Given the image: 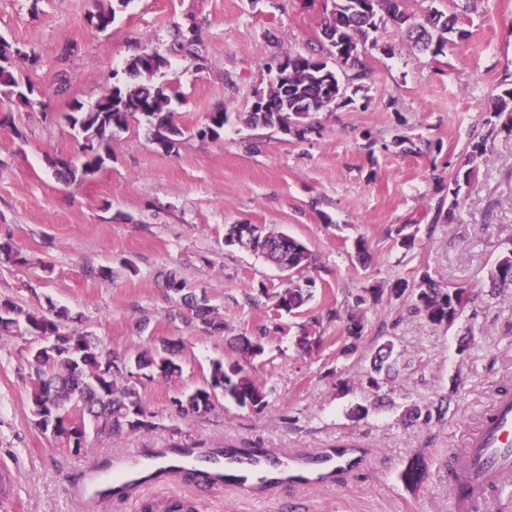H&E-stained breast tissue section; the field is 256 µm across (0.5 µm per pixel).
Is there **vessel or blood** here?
Listing matches in <instances>:
<instances>
[{
	"label": "vessel or blood",
	"instance_id": "1",
	"mask_svg": "<svg viewBox=\"0 0 512 512\" xmlns=\"http://www.w3.org/2000/svg\"><path fill=\"white\" fill-rule=\"evenodd\" d=\"M362 451L351 440L303 455L272 450L245 456L234 448H153L119 457L94 456L80 477L67 485L69 512H97L116 497H133L143 489L190 480L205 489L230 488L253 493L258 485H321L356 469ZM457 512H481L485 501L512 489V395L497 398L458 458L450 482Z\"/></svg>",
	"mask_w": 512,
	"mask_h": 512
}]
</instances>
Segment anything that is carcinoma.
I'll use <instances>...</instances> for the list:
<instances>
[{
	"label": "carcinoma",
	"instance_id": "cac0c4a2",
	"mask_svg": "<svg viewBox=\"0 0 512 512\" xmlns=\"http://www.w3.org/2000/svg\"><path fill=\"white\" fill-rule=\"evenodd\" d=\"M390 20L394 24L407 25L415 31L416 43L433 57L445 54L448 34L456 31L458 16H447L434 9L421 20H415L404 8V0H330L325 8L322 33L334 49L332 56L341 66L355 67L361 64L360 50L366 47L380 24ZM288 59V81L275 78L260 99H267L279 108V112L265 116L262 112H248L246 123L253 127L279 126L303 138L311 130L305 119L325 107L320 94L331 86L335 96H340L343 86L328 64L312 52L284 53ZM132 83H112L102 95V100L83 109L77 103L67 115L70 126L82 136L79 165L73 167L54 159L50 166L66 181H82L99 172L110 158L108 140L112 135L129 129L130 121L140 116L155 123V137L168 141V148L175 147L177 138L184 135L181 128L169 119L168 106L171 98L151 84L155 71L144 66L142 56L134 57L128 64ZM31 86L14 71L5 48H0V98L22 104L30 103L25 87ZM213 123L199 129L197 134L220 136L227 116L224 112H212ZM486 146H472L466 158L468 170L464 177L454 178L448 194L452 196L444 219L453 223L455 209L459 205L462 184H470L471 176L483 163ZM291 239L283 232L268 231L257 224H235L227 240L252 249L268 262L281 269L299 271L309 266L311 254L306 246L297 251L282 249ZM492 282L501 286L512 284V251L500 257L490 271ZM164 286L175 303L172 317L194 320L198 329L212 335L224 331V320L217 308L210 303L207 294L198 295L186 290V283L179 272L170 269L165 274ZM314 281L290 280L279 289H263L262 294L277 313L295 314L314 296ZM473 291L463 287H443L428 272L420 274L418 287L410 294L411 309L438 326L452 325L473 300ZM365 298L357 296L347 302L348 335L345 345L348 354L357 348L363 331ZM75 320L67 309H26L10 300L0 302V340L14 336L31 335L44 340L56 339L61 343L52 352L42 346L29 352L27 359L31 380L29 405L33 425L48 432L46 416L55 413L56 437L67 445L81 450L87 442L88 431L98 438H112L125 432H135L152 427L139 391L140 381L133 378L138 370L149 380H168L181 373V347L167 340H151L150 345L133 356H121L100 348L91 336L66 329V323ZM410 360L405 352L387 339L380 343L371 359L368 371L369 383L379 385V380L394 378L409 370ZM224 396L241 406L263 404L264 394L244 369L236 363L224 366L221 361L212 362L209 378L191 391L172 398L178 416L187 419L204 415L216 406ZM400 478L409 489H415L425 478L421 461L409 463Z\"/></svg>",
	"mask_w": 512,
	"mask_h": 512
}]
</instances>
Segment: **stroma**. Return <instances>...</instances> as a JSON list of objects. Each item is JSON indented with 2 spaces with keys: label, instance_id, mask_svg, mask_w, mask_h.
Masks as SVG:
<instances>
[{
  "label": "stroma",
  "instance_id": "obj_1",
  "mask_svg": "<svg viewBox=\"0 0 512 512\" xmlns=\"http://www.w3.org/2000/svg\"><path fill=\"white\" fill-rule=\"evenodd\" d=\"M109 6L113 0H0V41L34 86L30 105L0 104L14 117L0 124V235H11L24 257L0 261V300L66 307L78 317L73 330L119 354L143 348L147 335L181 341L182 374L141 386L150 429L92 437L77 451L31 423L26 357L39 338L0 341V463L19 477L5 512H68V481L99 453L227 443L287 453L347 438L363 442L367 460L332 487L282 485L246 499L181 483L99 512H168L176 501L194 512H449L454 454L498 394L512 393V288L489 278L512 249V133L493 108L512 90V0H407L419 18L431 8L458 15L445 55L419 52L405 31L382 24L361 57L365 77L337 67L345 99L313 113L302 139L244 119L267 88L272 57L316 48L330 61L324 0H130L97 30L91 18ZM152 52L166 60L154 81L171 97L180 144L162 150L142 119L113 135L111 157L94 177L58 180L51 159L80 154L82 139L66 120L72 106L94 104L108 77ZM221 111L219 137H198L209 113ZM398 137L422 152L403 151ZM479 141L487 161L448 223L438 209ZM235 224L307 245L304 275L316 286L305 310H271L262 291L285 285L289 274L225 245ZM402 229L413 247H401ZM172 268L188 288L206 290L223 333L171 319L162 274ZM425 269L441 285L475 294L451 326L431 324L393 293L401 282L416 287ZM358 294L367 299L364 329L356 354L346 356L345 302ZM308 326L323 338L310 353L296 345ZM241 334L264 337L265 355L242 361L234 345ZM384 336L411 367L376 389L366 372ZM215 361L243 362L263 405L224 398L207 414L180 418L172 397L201 384ZM453 379L458 390L443 421L407 422V409L436 402ZM416 455L427 478L412 491L399 476Z\"/></svg>",
  "mask_w": 512,
  "mask_h": 512
}]
</instances>
